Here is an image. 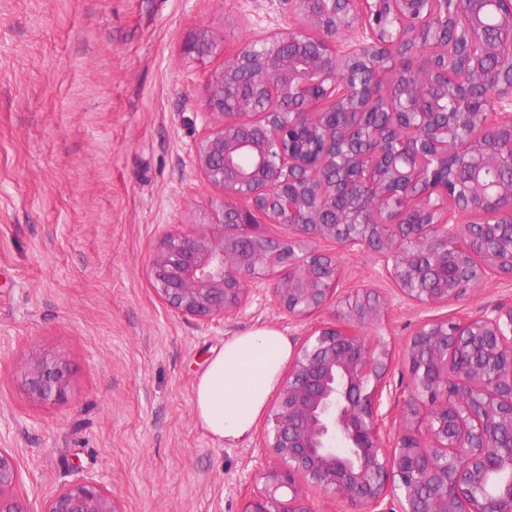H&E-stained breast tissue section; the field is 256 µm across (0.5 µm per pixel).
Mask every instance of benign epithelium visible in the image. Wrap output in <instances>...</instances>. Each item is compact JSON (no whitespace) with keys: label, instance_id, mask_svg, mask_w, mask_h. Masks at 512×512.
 <instances>
[{"label":"benign epithelium","instance_id":"1","mask_svg":"<svg viewBox=\"0 0 512 512\" xmlns=\"http://www.w3.org/2000/svg\"><path fill=\"white\" fill-rule=\"evenodd\" d=\"M291 2L292 23L246 41L210 75L204 107L218 121L198 139L194 165L222 201L209 224L163 230L148 268L162 301L203 323L238 317L255 296L296 321L343 307L342 321L294 344L260 436L265 463L240 512H323L336 499L350 512H387L391 497L400 512H512V305L419 321L391 437V353L373 337L385 301L372 287L340 295L337 256L320 249L369 251L422 310L512 279V183L490 174L512 166V70L480 64L512 46L471 36L484 12L512 27V0H450L470 37L451 51L446 109L413 82L422 70L438 88L435 16L421 0ZM215 45L199 29L183 53L200 60ZM463 168L465 181L454 176ZM259 215L283 236L268 237ZM69 383L59 358L26 377L46 401L66 399ZM17 482L16 460L0 448V512H28ZM44 512L121 510L105 484L81 475Z\"/></svg>","mask_w":512,"mask_h":512}]
</instances>
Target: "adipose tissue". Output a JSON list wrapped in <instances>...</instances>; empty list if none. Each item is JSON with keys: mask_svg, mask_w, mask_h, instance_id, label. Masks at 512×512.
Masks as SVG:
<instances>
[{"mask_svg": "<svg viewBox=\"0 0 512 512\" xmlns=\"http://www.w3.org/2000/svg\"><path fill=\"white\" fill-rule=\"evenodd\" d=\"M292 352L290 339L272 328L226 340L196 380V422L218 442L246 439L276 389L282 366Z\"/></svg>", "mask_w": 512, "mask_h": 512, "instance_id": "obj_1", "label": "adipose tissue"}]
</instances>
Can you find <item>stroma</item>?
Returning a JSON list of instances; mask_svg holds the SVG:
<instances>
[{
  "label": "stroma",
  "instance_id": "1",
  "mask_svg": "<svg viewBox=\"0 0 512 512\" xmlns=\"http://www.w3.org/2000/svg\"><path fill=\"white\" fill-rule=\"evenodd\" d=\"M290 0H0V448L16 456L29 512L75 474L96 476L121 512H240L260 463L259 432L224 445L193 415V387L226 339L302 322L261 300L223 322L175 315L148 276L166 224H208L222 192L194 167L204 86L247 40L288 26ZM206 28L204 60L182 53ZM338 256L339 291L387 300L377 339L392 385L409 382L405 344L424 313L400 299L374 256ZM512 302V280L435 308L458 317ZM63 358L60 402L25 372Z\"/></svg>",
  "mask_w": 512,
  "mask_h": 512
}]
</instances>
